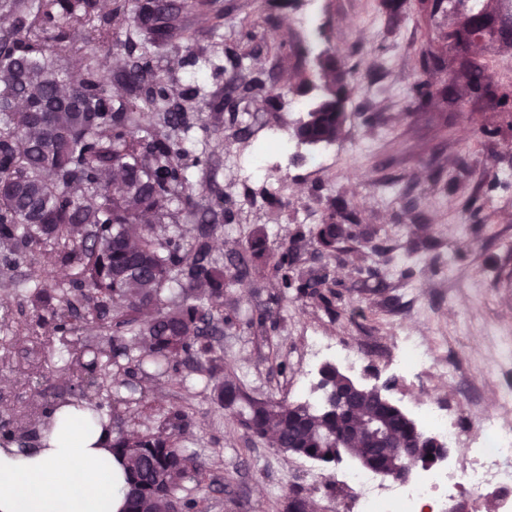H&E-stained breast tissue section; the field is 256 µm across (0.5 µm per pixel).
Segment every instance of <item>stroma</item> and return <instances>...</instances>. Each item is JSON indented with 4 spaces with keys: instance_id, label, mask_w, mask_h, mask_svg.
Listing matches in <instances>:
<instances>
[{
    "instance_id": "obj_1",
    "label": "stroma",
    "mask_w": 512,
    "mask_h": 512,
    "mask_svg": "<svg viewBox=\"0 0 512 512\" xmlns=\"http://www.w3.org/2000/svg\"><path fill=\"white\" fill-rule=\"evenodd\" d=\"M213 12L189 11L186 24L207 47L200 68L180 66L175 44L157 50L160 66L177 84L206 75L208 88L229 79L226 51H235L252 70L263 72L268 95L278 105L249 100L238 109V125L221 124L207 139L190 145L211 157L205 170H192L202 207L230 199L235 217L216 234L213 256L226 261L262 228L268 257L248 275L232 279L224 298L229 322L218 339L224 363L258 398L289 402L311 399L320 368L336 362L338 349L364 353L353 376L377 375L396 382L392 398L409 414L423 398L438 399L469 424L473 408L495 409L501 390L512 386V361L497 350L512 336V0H406L389 13L382 0H318L306 31L295 26L304 0H216ZM492 13L497 34L475 39L459 52L453 31L468 17ZM256 22L251 41L240 42L242 18ZM323 54L347 58L360 85L345 102L342 136L313 150L291 136L301 115L289 86L313 76ZM480 67L483 87L452 92L461 64ZM428 84L418 97L416 79ZM287 135L272 165L254 180L240 165L272 133ZM324 157L322 166L310 164ZM280 187L269 203L266 189ZM353 208L363 226L387 229L393 259L379 272L387 284L378 295L355 289L363 264L344 255L330 265L340 294L333 310L289 289L264 324L259 308L277 280L268 258L300 226L320 223L333 198ZM436 246L409 252L416 225ZM42 276L67 282L72 270L54 265L49 247L9 268L0 266V420L37 427V408L79 381L78 366L62 368L59 342L50 327L38 326L29 303L16 297L18 282ZM423 337L437 359L455 375L407 372L399 363L396 337ZM329 349L314 360L305 353L312 337ZM193 363L159 379L143 380V394L120 390V410L138 430L156 428L158 415L185 407L191 425L181 443L207 463L206 473L185 483L182 496L196 499L199 512H286L301 494L318 512H351L339 483L354 468L347 459L325 469L322 483L304 478L303 458L282 453L269 440L251 436L210 392L191 385Z\"/></svg>"
}]
</instances>
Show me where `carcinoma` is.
I'll list each match as a JSON object with an SVG mask.
<instances>
[{"label":"carcinoma","instance_id":"1","mask_svg":"<svg viewBox=\"0 0 512 512\" xmlns=\"http://www.w3.org/2000/svg\"><path fill=\"white\" fill-rule=\"evenodd\" d=\"M204 0H140L133 26L120 44L128 63L115 75L124 96L112 98L95 58L112 47L111 17L98 0H0V13L12 19L0 30V263L17 264L41 244L55 245L57 264L74 271L65 284L48 287L36 276L16 289L36 313L38 325L50 323L61 338L73 332L77 317L110 318L112 334L76 354L93 375L97 397L88 402L60 395L45 405L43 424L64 407L82 412L83 426L108 427L114 420L112 384L117 375L131 380L151 367L160 374L177 369L178 359L193 356L204 366L203 381L214 402L238 417L258 438L273 436L281 447L308 448L317 456L336 444V416L325 415L310 402L288 403L250 395L224 366V354L205 335L204 324L224 321L221 306L232 275L249 273L250 263L265 252V237L253 231L246 247L230 259L231 268L212 255L218 225L200 224L191 245L168 232L199 207L191 168L205 167L209 157L191 154L187 137L209 135L212 128L237 121L223 94L201 89L179 90L158 67V44L180 40L183 64L197 65L204 48L180 26L183 11ZM467 22L454 34L464 48L482 31ZM227 93L250 99L265 92V80L240 63ZM321 95L311 99L304 117L324 112L320 144H331L343 124L332 116L333 104L344 102L349 85L341 61L323 57L318 67ZM56 96L71 97L76 106L54 112L34 107ZM121 175L114 186L112 175ZM345 204L321 224L301 227L280 253L271 256L277 287L295 288L304 297L333 310L337 293L327 266H306L301 244L310 243L329 260L358 251L375 237L371 254L388 262L387 231L360 227ZM353 287L381 293L386 285L376 265L360 269ZM179 289V300L161 306L166 289ZM142 336L146 346L129 356L124 336ZM365 416L381 415L400 436L413 426L401 415L379 410L370 400ZM189 425L181 408L164 412V425L130 438L122 430L112 437L113 452L122 460L127 483L124 512H168V501L183 484L204 474L193 454L179 449Z\"/></svg>","mask_w":512,"mask_h":512}]
</instances>
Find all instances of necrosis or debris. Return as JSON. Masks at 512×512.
<instances>
[{
	"mask_svg": "<svg viewBox=\"0 0 512 512\" xmlns=\"http://www.w3.org/2000/svg\"><path fill=\"white\" fill-rule=\"evenodd\" d=\"M419 414L428 432L454 448V456L403 481L382 478L366 468L351 470L344 483L356 492L355 512H421L424 502L451 489L494 491L498 512H512V393L500 398L496 410L475 414L473 424L482 433L476 446L458 420L438 404H422Z\"/></svg>",
	"mask_w": 512,
	"mask_h": 512,
	"instance_id": "1",
	"label": "necrosis or debris"
}]
</instances>
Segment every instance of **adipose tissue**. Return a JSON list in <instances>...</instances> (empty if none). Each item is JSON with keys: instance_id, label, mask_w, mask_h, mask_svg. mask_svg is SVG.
I'll list each match as a JSON object with an SVG mask.
<instances>
[{"instance_id": "obj_1", "label": "adipose tissue", "mask_w": 512, "mask_h": 512, "mask_svg": "<svg viewBox=\"0 0 512 512\" xmlns=\"http://www.w3.org/2000/svg\"><path fill=\"white\" fill-rule=\"evenodd\" d=\"M58 413L33 447L0 445V512H122L124 478L101 428L73 434Z\"/></svg>"}]
</instances>
